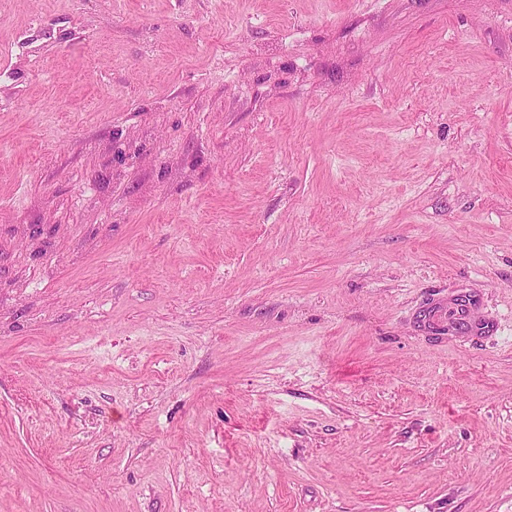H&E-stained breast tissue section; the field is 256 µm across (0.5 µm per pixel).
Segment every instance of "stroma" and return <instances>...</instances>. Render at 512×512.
Returning <instances> with one entry per match:
<instances>
[{"label": "stroma", "instance_id": "35a3bbf8", "mask_svg": "<svg viewBox=\"0 0 512 512\" xmlns=\"http://www.w3.org/2000/svg\"><path fill=\"white\" fill-rule=\"evenodd\" d=\"M0 512H512V0H0Z\"/></svg>", "mask_w": 512, "mask_h": 512}]
</instances>
